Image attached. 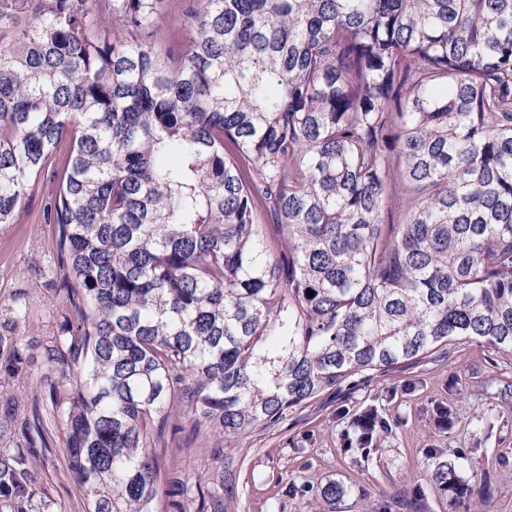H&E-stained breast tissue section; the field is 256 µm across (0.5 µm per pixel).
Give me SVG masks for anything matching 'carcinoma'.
<instances>
[{
  "label": "carcinoma",
  "instance_id": "1",
  "mask_svg": "<svg viewBox=\"0 0 512 512\" xmlns=\"http://www.w3.org/2000/svg\"><path fill=\"white\" fill-rule=\"evenodd\" d=\"M64 141L77 319L43 361L85 512H171L172 421L232 448L456 340L512 356V0H0L1 225ZM23 396L0 504L49 512ZM422 477L485 502L451 459ZM179 494L236 512L227 469Z\"/></svg>",
  "mask_w": 512,
  "mask_h": 512
}]
</instances>
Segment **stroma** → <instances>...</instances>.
<instances>
[{
    "label": "stroma",
    "instance_id": "obj_1",
    "mask_svg": "<svg viewBox=\"0 0 512 512\" xmlns=\"http://www.w3.org/2000/svg\"><path fill=\"white\" fill-rule=\"evenodd\" d=\"M55 182L44 175L33 185L15 223L0 226V323L12 326L29 345L32 365L24 395L29 411L49 420L48 383L42 382L41 345L60 335L73 313L61 287L68 270L58 260L57 231L46 220ZM27 302L24 323L14 321L19 300ZM35 334H28V327ZM512 357H499L479 341H461L423 362L362 382L344 396L327 395L290 414L279 425L244 436L228 454L239 490L238 512H313L321 483L335 479L351 487L332 512H364L371 496L378 512H402L396 499L411 477L425 469L436 449L462 456L460 475L487 492V512H512ZM377 407L392 423L369 458L347 447L344 433L352 413ZM454 412L451 427L441 426L437 409ZM493 419L481 425L478 415ZM48 456L35 491H47L54 512H84L82 496L67 474L64 442L52 432ZM166 445L179 449L172 476L212 479L223 476L220 462L205 463L208 449L223 446L191 421L168 433ZM299 494H289L290 486Z\"/></svg>",
    "mask_w": 512,
    "mask_h": 512
}]
</instances>
